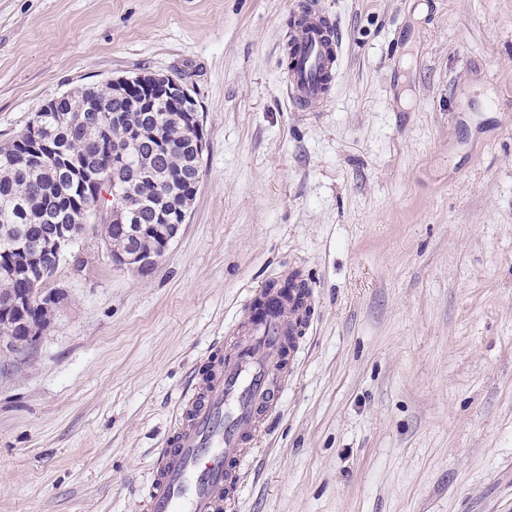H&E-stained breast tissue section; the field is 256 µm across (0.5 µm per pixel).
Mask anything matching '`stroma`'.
<instances>
[{
	"instance_id": "1",
	"label": "stroma",
	"mask_w": 512,
	"mask_h": 512,
	"mask_svg": "<svg viewBox=\"0 0 512 512\" xmlns=\"http://www.w3.org/2000/svg\"><path fill=\"white\" fill-rule=\"evenodd\" d=\"M293 0H0V144L48 100L181 78L207 139L145 276L94 226L0 350V512H145L173 410L261 290L314 292L231 512H512V0H319L328 103L286 97Z\"/></svg>"
}]
</instances>
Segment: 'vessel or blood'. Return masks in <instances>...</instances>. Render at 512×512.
<instances>
[{"instance_id":"obj_1","label":"vessel or blood","mask_w":512,"mask_h":512,"mask_svg":"<svg viewBox=\"0 0 512 512\" xmlns=\"http://www.w3.org/2000/svg\"><path fill=\"white\" fill-rule=\"evenodd\" d=\"M299 20L288 44L286 91L301 112H317L329 97L328 78L341 67L343 44L315 0H297ZM246 306L232 353L211 348L212 369L178 404L169 435L153 462L147 512H224L252 468L247 446L263 417L276 410L286 377L298 362L308 296L282 300L264 290Z\"/></svg>"}]
</instances>
